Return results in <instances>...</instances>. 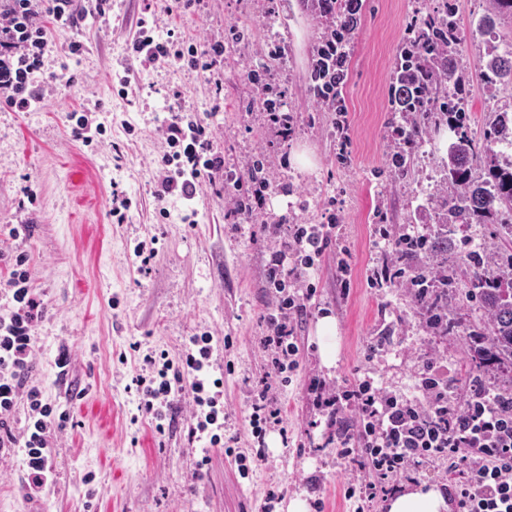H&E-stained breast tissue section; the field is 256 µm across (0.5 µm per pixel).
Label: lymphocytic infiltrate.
Here are the masks:
<instances>
[{
    "mask_svg": "<svg viewBox=\"0 0 512 512\" xmlns=\"http://www.w3.org/2000/svg\"><path fill=\"white\" fill-rule=\"evenodd\" d=\"M322 17L335 20L341 33L319 46L312 67L329 71L347 62L356 35L346 14L359 13L361 0H347L344 16L336 14V0H317ZM60 26L75 23L71 0H0V93L6 102L26 108L33 94L31 77L41 69L49 50L43 17ZM169 147L159 165L164 193L193 199L205 177L222 168L212 132L203 120L182 126L172 120L164 131ZM271 182L264 170L249 166L229 200L230 216L258 223L261 234L275 245L264 269L273 304L265 315L261 345L268 354V371L251 400L249 425L255 438L285 424L273 381L298 367L296 328L308 315L317 292L308 272L336 238L339 214L328 208L321 224L268 223L263 219ZM293 268H285L286 259ZM25 254H18L6 273H0V291L8 298L0 309V447L24 452L20 489L24 494H47L54 482L53 450L64 429L66 411L45 402L29 379L35 359L34 333L46 314L44 301L30 286ZM212 338L209 332L191 337L178 362L167 353H146L131 383L138 409L157 433L171 425L183 391L192 395L188 438L221 442L224 417L222 379L209 374ZM426 371L414 395L386 389L366 376L343 385L311 379L307 392L313 407L336 430L343 455L358 454L366 478L348 485L345 496L354 512H369L374 501L389 490L390 482L409 478L424 463L453 460L448 474L450 493L459 512H512V396L472 386L461 404L452 397V384L435 357H427ZM25 404V424L19 433L7 428L18 404Z\"/></svg>",
    "mask_w": 512,
    "mask_h": 512,
    "instance_id": "1",
    "label": "lymphocytic infiltrate"
}]
</instances>
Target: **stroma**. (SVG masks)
<instances>
[{
  "mask_svg": "<svg viewBox=\"0 0 512 512\" xmlns=\"http://www.w3.org/2000/svg\"><path fill=\"white\" fill-rule=\"evenodd\" d=\"M488 9L489 0H363L343 88L350 136L344 147L330 112L309 90L310 56L328 24L308 0H195L187 10L180 0H106L100 13L92 0H73L76 26L46 29L52 51L45 65L60 76L56 91L21 111L0 102V270L25 253L30 283L48 309L37 330L31 382L46 402L69 411L47 495L26 497L21 450L0 448V512H261L270 489L282 496L275 512H285L286 500L296 496L323 499L324 512H352L344 492L364 472L339 456L335 437L317 426L310 379L342 383L369 375L411 394L430 354L455 379L457 402L467 399L472 380L496 386V371H477L473 360L483 319L477 301L459 291L442 297L452 319L443 331L430 327L408 284L372 288L366 281L371 269L387 262L408 270L450 262L463 280L469 252L491 263L512 254V237L497 224L456 225L444 253L400 259L374 244L379 224L394 237L408 224L433 233L434 207L453 191L442 166L447 118L433 114L430 136L421 142L394 133L408 124L388 95L409 27L454 11L461 43L450 51L447 69L466 74L475 138L497 113L512 112V85H489L472 61L475 45L484 41L478 22ZM148 10L159 22L174 20L178 39L223 44V55L207 72L184 58L140 67L131 44ZM232 26L240 40L230 39ZM278 37L287 52L274 59L268 44ZM74 42L81 45L76 54L68 51ZM261 67L271 71L294 115L288 138L278 137L255 104L246 73ZM176 102L184 120L209 124L214 149L224 158L213 183L190 200L158 195L163 129ZM94 105L105 131L87 145L74 137L68 115ZM301 148L312 152L314 171L280 167L281 156ZM397 151L414 156L410 168L395 167ZM261 157L274 162L275 190L265 205L271 219L318 224L335 203L351 272L349 290H341L332 246L311 271L317 293L297 328L300 366L290 382L276 385L286 429H268L259 442L248 416L268 363L260 339L270 308L263 270L271 243L263 236L250 242L235 229L225 215V193ZM116 193L131 202L121 222L112 215ZM10 224L27 225L24 244L9 237ZM141 241L154 242L157 251L146 272L133 254ZM325 314L335 316L338 328L331 368L322 365L315 336ZM204 330L214 338L215 373L224 379V435L234 438L235 452L265 453L246 478L224 447L188 441L189 397L181 398L173 424L159 434L126 389L144 352L162 350L178 359L190 336ZM379 339L382 351L369 354ZM63 346L71 356L64 376L55 365ZM229 362L230 374L224 370ZM87 475L93 478L88 485L82 482Z\"/></svg>",
  "mask_w": 512,
  "mask_h": 512,
  "instance_id": "stroma-1",
  "label": "stroma"
}]
</instances>
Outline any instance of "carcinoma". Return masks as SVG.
Listing matches in <instances>:
<instances>
[{
	"label": "carcinoma",
	"instance_id": "carcinoma-1",
	"mask_svg": "<svg viewBox=\"0 0 512 512\" xmlns=\"http://www.w3.org/2000/svg\"><path fill=\"white\" fill-rule=\"evenodd\" d=\"M512 18V0H491L490 13L485 26L493 29L500 19ZM421 43L417 51L404 55L397 81L406 92L405 108H414L418 115L409 126V136L421 140L429 135V118L433 112L452 116L450 126L456 138L448 146V163L443 165L446 179L457 186L455 195L448 198L436 223L443 230L450 224H469L475 218L496 217L501 212H512V159L504 164L482 163L492 152L491 145L505 143L512 147V115L500 112L491 124V131L484 142H477L468 132L467 97L453 90L441 94L442 82L436 69L425 61H437L448 42L459 43L458 29L450 15L425 20L417 29ZM477 64L487 81L512 85V46L499 48L475 47ZM482 168V176L475 178L472 170ZM472 270L468 280L460 281L455 270L448 266L439 269V285L443 289L464 288L478 298L483 309V335L487 344L478 349V364L486 369L512 364V288L502 287L500 277L490 272L484 260L471 259Z\"/></svg>",
	"mask_w": 512,
	"mask_h": 512
}]
</instances>
